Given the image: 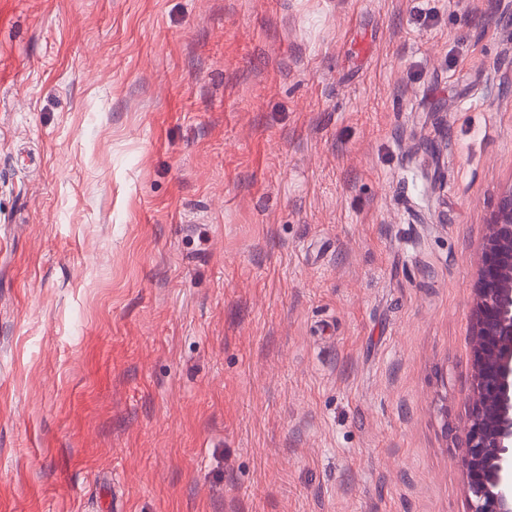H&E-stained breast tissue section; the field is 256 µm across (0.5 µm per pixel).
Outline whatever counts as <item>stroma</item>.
Wrapping results in <instances>:
<instances>
[{
	"instance_id": "35a3bbf8",
	"label": "stroma",
	"mask_w": 512,
	"mask_h": 512,
	"mask_svg": "<svg viewBox=\"0 0 512 512\" xmlns=\"http://www.w3.org/2000/svg\"><path fill=\"white\" fill-rule=\"evenodd\" d=\"M512 0H0V512H468Z\"/></svg>"
}]
</instances>
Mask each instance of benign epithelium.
<instances>
[{
	"label": "benign epithelium",
	"mask_w": 512,
	"mask_h": 512,
	"mask_svg": "<svg viewBox=\"0 0 512 512\" xmlns=\"http://www.w3.org/2000/svg\"><path fill=\"white\" fill-rule=\"evenodd\" d=\"M470 311L469 422L455 450L469 512H512V186L487 222Z\"/></svg>",
	"instance_id": "1"
}]
</instances>
